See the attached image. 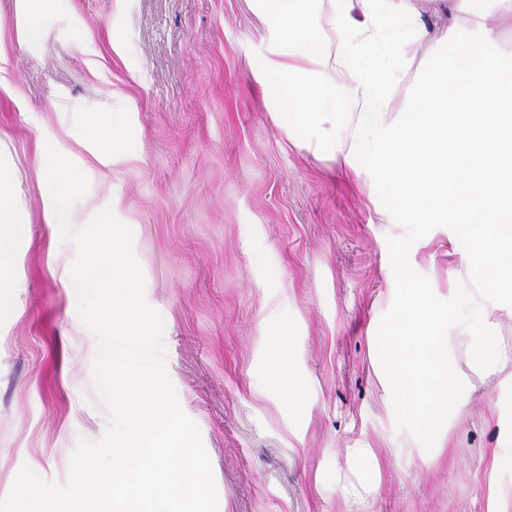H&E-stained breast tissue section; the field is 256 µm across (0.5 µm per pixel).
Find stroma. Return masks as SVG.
<instances>
[{"instance_id":"35a3bbf8","label":"stroma","mask_w":512,"mask_h":512,"mask_svg":"<svg viewBox=\"0 0 512 512\" xmlns=\"http://www.w3.org/2000/svg\"><path fill=\"white\" fill-rule=\"evenodd\" d=\"M0 47V164L22 173L23 218L13 302L0 310V498L25 465L65 484L79 440L107 425L96 341L65 277L76 249L45 222L41 137L88 180L79 225L109 207L132 231L217 512H349L332 479L365 445L381 456L380 488L359 512H488L492 483L512 512V470L493 475L486 462L512 448V383L473 374L456 350L470 393L424 462L404 451L371 359L395 286L392 247L406 243L411 280L444 282L429 256L450 225L418 235L379 223L344 174L288 143L250 71L268 44L247 0H62L33 30L18 0H0ZM113 113L132 149L96 137L94 121ZM283 324L304 387L295 410L268 380Z\"/></svg>"}]
</instances>
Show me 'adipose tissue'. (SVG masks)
<instances>
[{
  "instance_id": "adipose-tissue-1",
  "label": "adipose tissue",
  "mask_w": 512,
  "mask_h": 512,
  "mask_svg": "<svg viewBox=\"0 0 512 512\" xmlns=\"http://www.w3.org/2000/svg\"><path fill=\"white\" fill-rule=\"evenodd\" d=\"M268 50L252 74L289 142L337 166L361 188L384 224H450L451 252L478 279L395 289L373 361L387 409L411 433L413 453L431 458L466 399L448 345L459 340L478 374H505L496 351L494 306L512 307V60L487 26L480 0H453L466 23L421 49L424 14L437 0H250ZM471 93L457 94L460 72ZM400 99L419 111L396 108ZM17 177L0 166V310L9 301L10 240ZM269 381L298 407L303 388L287 327L271 336ZM358 483L337 481L351 499L378 489L376 458L356 449Z\"/></svg>"
}]
</instances>
